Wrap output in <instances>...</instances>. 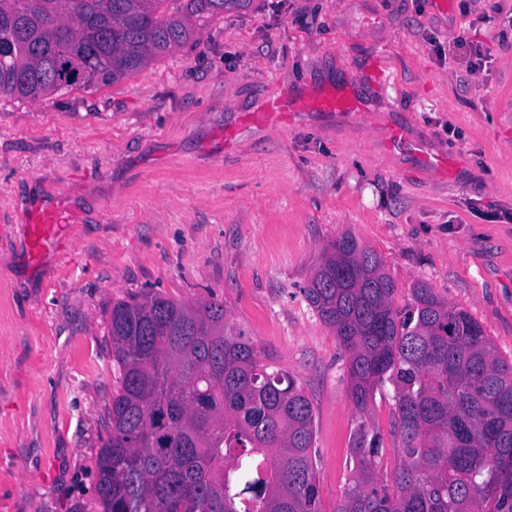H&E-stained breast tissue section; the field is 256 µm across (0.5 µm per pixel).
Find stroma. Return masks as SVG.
Segmentation results:
<instances>
[{
	"label": "stroma",
	"mask_w": 512,
	"mask_h": 512,
	"mask_svg": "<svg viewBox=\"0 0 512 512\" xmlns=\"http://www.w3.org/2000/svg\"><path fill=\"white\" fill-rule=\"evenodd\" d=\"M512 0H253L111 85L0 99V512H96L113 303L218 296L314 407L323 512L351 477L346 357L302 294L352 231L512 361ZM487 52L468 65L453 43ZM384 68L387 82L373 72ZM357 111L274 119L275 96ZM442 157L443 167L427 163ZM76 212L38 261L25 219ZM376 394L381 475L400 463ZM303 106L306 109H317L327 112H354L357 104L347 96L336 94H324L307 99Z\"/></svg>",
	"instance_id": "1"
}]
</instances>
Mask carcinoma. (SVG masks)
<instances>
[{
	"instance_id": "1",
	"label": "carcinoma",
	"mask_w": 512,
	"mask_h": 512,
	"mask_svg": "<svg viewBox=\"0 0 512 512\" xmlns=\"http://www.w3.org/2000/svg\"><path fill=\"white\" fill-rule=\"evenodd\" d=\"M252 0H0V97L40 100L140 71ZM304 296L343 350L354 477L334 512H512V363L419 281L395 305L381 257L347 231ZM118 385L96 454L100 512H321L313 405L261 363L211 296L112 304ZM394 387L400 464L381 477L376 391Z\"/></svg>"
}]
</instances>
